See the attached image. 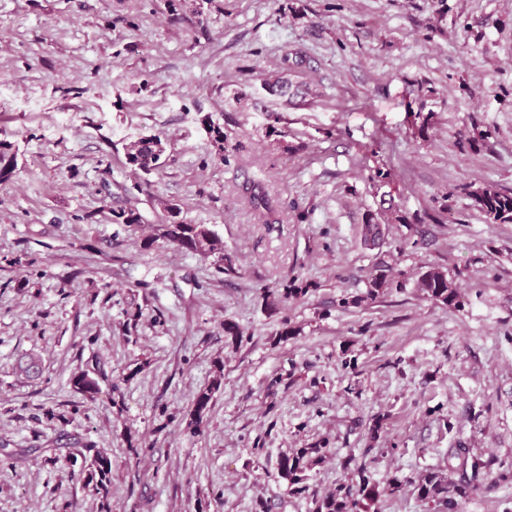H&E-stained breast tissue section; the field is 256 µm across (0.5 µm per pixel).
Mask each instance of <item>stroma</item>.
Instances as JSON below:
<instances>
[{
  "mask_svg": "<svg viewBox=\"0 0 512 512\" xmlns=\"http://www.w3.org/2000/svg\"><path fill=\"white\" fill-rule=\"evenodd\" d=\"M280 75L290 97L264 87ZM149 133L168 146L141 181L123 146ZM0 140L18 152L0 184V437L111 449L112 512H312L276 462L314 444L329 451L318 493L367 448L380 485L405 481L377 512H434L408 482L463 479L461 444L512 470V223L472 199L512 194V0H0ZM257 187L277 223L250 204ZM130 196L212 225L234 272L144 246L112 221ZM371 216L385 234L369 249ZM383 262L402 287L367 300ZM431 267L457 304L417 291ZM283 286L305 294L268 308ZM29 354L35 379L16 370ZM95 359L121 407L108 382L92 403L72 390ZM218 360L210 424L191 435ZM0 512L97 505L66 461L0 460ZM462 512H512V477ZM223 368V362L217 361L215 377H213L210 384L201 388L191 401L187 429L193 435L203 434L209 422L214 394L222 385L224 377Z\"/></svg>",
  "mask_w": 512,
  "mask_h": 512,
  "instance_id": "1",
  "label": "stroma"
}]
</instances>
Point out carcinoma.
Returning <instances> with one entry per match:
<instances>
[{"label":"carcinoma","instance_id":"cac0c4a2","mask_svg":"<svg viewBox=\"0 0 512 512\" xmlns=\"http://www.w3.org/2000/svg\"><path fill=\"white\" fill-rule=\"evenodd\" d=\"M165 151L164 142L158 134H143L125 145V157L132 170L145 175L152 173L161 166V159ZM18 165L17 152L13 146L0 141V182L8 181ZM474 199L479 210L494 223L512 222V194H505L498 190L485 188L474 193ZM252 206L261 214L267 224L277 222L275 212L270 207L268 199L262 192L251 195ZM112 223L123 224L135 231L149 223L138 207L131 205L112 210ZM381 235L380 224L368 218L361 227V240L365 244H373ZM163 240L178 248L199 254L203 257L219 255L221 260L217 266L220 273L234 272L233 264H224V245L217 234L207 224H195L183 216L181 208L175 203H167L157 216L155 234L147 245L151 246L157 240ZM402 284L385 275L378 277L372 275L366 298L373 300L391 288H400ZM416 288L422 295L432 301L452 305L458 302L459 292L448 281L447 275L440 269L430 267L422 272L417 281ZM306 293L304 288H285L277 295L264 292L266 304L275 308L288 301V299ZM224 364L217 362L216 375L210 384L201 388L193 397L187 429L193 435L204 432L209 419L211 404L215 392L222 385ZM106 377L100 362L76 372L71 378L73 390L83 396V399L93 402L99 393V380ZM11 442L0 440V451L16 462L23 461L33 453L43 455L46 463L54 462L63 456L72 467L71 476L83 479L82 488L98 502V512H112V460L107 453L96 448L95 445L82 441L66 433L59 435L56 445L46 448L34 445L30 448H17L9 450ZM327 449L317 445L306 448H292L282 454L277 466L281 477L288 480L290 492L302 495L308 492L310 472L326 457ZM454 456L460 459L462 469L470 470L469 481L456 483L434 471H427L410 481L419 496L431 502L437 512H460L462 500L468 497L471 490L484 482L494 483L495 478L504 479L508 472H500L493 476L494 461L483 459L470 454L467 448L455 449ZM354 464V474L357 479L351 483H341L328 494L320 497L312 495L315 512H371V509L381 496L395 497L403 490L405 483L394 479L386 487L381 488L373 481L371 468L376 458H362L361 461L349 459Z\"/></svg>","mask_w":512,"mask_h":512}]
</instances>
